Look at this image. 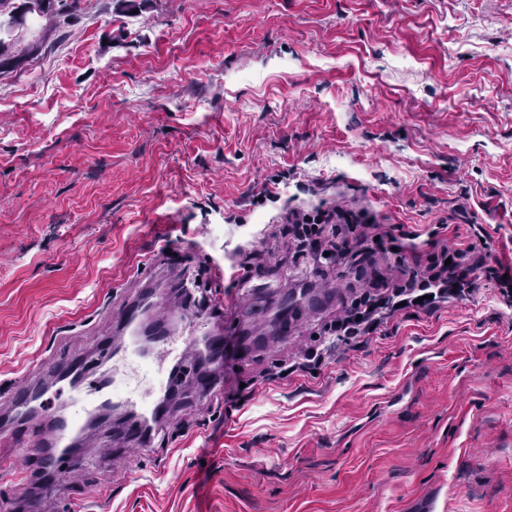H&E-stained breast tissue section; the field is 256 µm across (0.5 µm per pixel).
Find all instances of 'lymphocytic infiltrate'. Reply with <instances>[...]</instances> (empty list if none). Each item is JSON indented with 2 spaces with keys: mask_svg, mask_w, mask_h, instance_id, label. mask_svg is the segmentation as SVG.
<instances>
[{
  "mask_svg": "<svg viewBox=\"0 0 512 512\" xmlns=\"http://www.w3.org/2000/svg\"><path fill=\"white\" fill-rule=\"evenodd\" d=\"M285 221L292 236L295 256L311 255L331 265L354 268L364 280L352 289V300L322 331L328 341L323 348H303L296 355L293 371H309L324 363L341 345L366 347L380 327L402 309L433 313L450 300L474 292L481 280L495 282L512 306V267L490 264L475 244L449 242L432 237L426 254H413L411 261L397 260L388 274L366 278L378 259L404 251L415 232L403 225L358 224L352 213L339 207L315 213L294 210Z\"/></svg>",
  "mask_w": 512,
  "mask_h": 512,
  "instance_id": "f902f5d3",
  "label": "lymphocytic infiltrate"
}]
</instances>
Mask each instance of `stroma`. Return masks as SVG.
Instances as JSON below:
<instances>
[{
	"label": "stroma",
	"mask_w": 512,
	"mask_h": 512,
	"mask_svg": "<svg viewBox=\"0 0 512 512\" xmlns=\"http://www.w3.org/2000/svg\"><path fill=\"white\" fill-rule=\"evenodd\" d=\"M36 34L0 76V456L47 429L13 385L41 368L70 413L48 363L94 358L124 302L152 293L182 328L181 275L208 290L221 265L238 314L206 367L216 396L187 352L148 451L88 432L53 496L0 473V512H512V307L494 284L263 382L347 291L292 262L239 281L284 211L331 204L420 233L480 224L512 263V0H80ZM286 295L307 302L300 332L268 337ZM39 369H34L28 374L26 382L16 386L11 394V400L14 407L21 413L27 414L32 410L30 388L36 382V373Z\"/></svg>",
	"instance_id": "stroma-1"
}]
</instances>
